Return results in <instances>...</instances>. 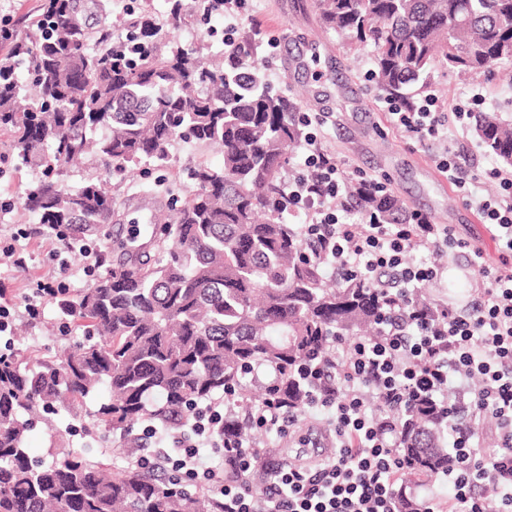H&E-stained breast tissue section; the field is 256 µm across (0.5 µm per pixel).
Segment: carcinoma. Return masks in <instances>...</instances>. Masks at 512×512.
I'll list each match as a JSON object with an SVG mask.
<instances>
[{
  "label": "carcinoma",
  "instance_id": "1",
  "mask_svg": "<svg viewBox=\"0 0 512 512\" xmlns=\"http://www.w3.org/2000/svg\"><path fill=\"white\" fill-rule=\"evenodd\" d=\"M322 25L349 43L374 47L377 84L415 106L413 87L437 67L470 74L512 73V0H316ZM79 0H44L29 22L31 43L0 27V127L23 161L57 173L90 153L112 167L165 159L175 139L220 147L219 167L199 164L171 220L154 225L155 260L100 261L105 273L75 308L82 336L58 359L0 356V512H219L203 493L171 490L130 465L109 470L73 448L49 463L26 448L42 414L59 405L74 417L101 396L95 421L120 432L126 448L148 418L174 427L198 402L224 395L245 407L270 392L302 411L307 386L297 365L330 357L326 337L376 332L383 302L347 277L327 285L284 221L280 173L300 140L295 107L266 86L249 47L209 66L194 53L154 46L150 12L133 24L135 43L100 49L110 34L78 19ZM27 68L19 81L17 65ZM474 134L512 166V120L492 108ZM343 204L397 224L404 201L349 185ZM40 229L66 242L112 223L114 200L100 176L78 186L44 180L25 193ZM406 483L448 470V410L426 399L401 414Z\"/></svg>",
  "mask_w": 512,
  "mask_h": 512
}]
</instances>
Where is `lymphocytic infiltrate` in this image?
<instances>
[{
    "label": "lymphocytic infiltrate",
    "instance_id": "f902f5d3",
    "mask_svg": "<svg viewBox=\"0 0 512 512\" xmlns=\"http://www.w3.org/2000/svg\"><path fill=\"white\" fill-rule=\"evenodd\" d=\"M425 98L413 109L387 100L390 124L407 137H445V121ZM325 113L302 112L303 144L286 184L288 212L300 217L296 235L306 254L330 277L349 273L390 304L376 336L332 342L330 363L305 362L307 411L323 416L336 452L307 469L281 459L257 468V445L225 433L226 401L194 408L182 421L191 437L136 461L139 468L192 481L224 512H397L398 487L409 464L398 450V427L381 408L410 406L419 398L446 406L448 451L456 459L440 480L450 491L411 487L435 512H512V270L490 266L481 248L453 225L411 212L405 223L379 217L353 224L338 206L349 177L319 142ZM449 182L488 224L502 256H512V174L479 166L462 145H448L440 162ZM496 182L481 193L483 180ZM463 257L482 290L461 309L417 304L414 295L444 285L443 254ZM297 415L287 404L260 400L249 429L289 435Z\"/></svg>",
    "mask_w": 512,
    "mask_h": 512
}]
</instances>
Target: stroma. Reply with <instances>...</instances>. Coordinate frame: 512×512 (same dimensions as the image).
<instances>
[{
	"label": "stroma",
	"mask_w": 512,
	"mask_h": 512,
	"mask_svg": "<svg viewBox=\"0 0 512 512\" xmlns=\"http://www.w3.org/2000/svg\"><path fill=\"white\" fill-rule=\"evenodd\" d=\"M186 4L187 15L179 25L167 14L165 0H87L82 19L117 40L129 33L130 20L147 8L160 29L162 48L191 49L206 62L224 58L222 35L209 37L204 33L209 25L218 30L223 27V13H213L206 24L202 21L205 0H186ZM231 8L240 18L237 40L248 42L253 56L267 63L264 78L268 85L296 104L298 111L330 113L331 119L321 131V146L346 172L363 171L387 182L408 210L428 213L438 224L454 225L460 235L485 252L491 263L501 261L475 207L467 204L440 171L442 143L410 139L387 122L385 96L373 76L371 45L353 49L342 44L321 25L314 0H233ZM286 33L307 43V69L291 71L281 52L269 50L268 40L281 39ZM429 94L437 98L440 111L447 114L455 104L477 95L480 108H499L506 119H512V88L481 75L435 70L427 85L417 92L421 98ZM10 141V133L0 129V201L12 203L11 209L0 212V248L15 245L24 263L17 266L11 259L0 260V304L11 312L13 353L57 356L75 341L77 329L63 330L57 302H43L38 315L33 316L25 308L27 299L38 283L55 278L69 284L70 296L75 299L91 280L83 276L80 260L68 257L54 234L36 233V215L18 205V198L43 179L44 169L22 163L10 151ZM200 163L221 165L222 155L215 148L178 139L171 143L164 160L133 171L104 172L100 159L87 155L80 163L67 167L63 177L77 185L89 173H102L107 189L120 202L105 234L90 237L91 247L96 248L105 235H128L130 219L141 214L151 215L158 222L167 220L171 207L180 206L188 194L186 168ZM21 228L30 230V238L14 240V233ZM96 405V399L87 400L80 423L70 424L67 417L59 415L50 425L36 428L27 441L30 454L49 460L60 449L79 448L106 466L126 465L130 451L121 447L119 434L95 424L91 414ZM280 445L287 448L288 461L307 466L318 464L334 451L331 437L308 415L299 416Z\"/></svg>",
	"instance_id": "35a3bbf8"
}]
</instances>
